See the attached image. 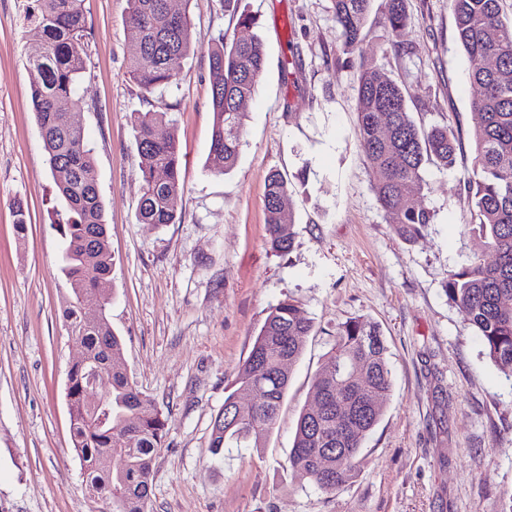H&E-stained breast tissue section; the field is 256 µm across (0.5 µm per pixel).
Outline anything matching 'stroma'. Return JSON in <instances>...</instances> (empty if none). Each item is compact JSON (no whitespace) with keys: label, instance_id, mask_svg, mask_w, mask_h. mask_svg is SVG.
I'll use <instances>...</instances> for the list:
<instances>
[{"label":"stroma","instance_id":"1","mask_svg":"<svg viewBox=\"0 0 512 512\" xmlns=\"http://www.w3.org/2000/svg\"><path fill=\"white\" fill-rule=\"evenodd\" d=\"M266 53L247 106L239 160L209 167L213 113L207 50L234 35L224 0H173L188 10L196 48L175 85L143 103L127 74V0H86L89 69L74 121L94 150L112 246L107 316L121 336L127 374L167 419L153 467L149 512H502L512 499V382L485 356L444 284L487 257L465 232L471 215L463 161L428 166L417 204L434 213L424 235L401 241L371 189L355 136L358 57L344 53L331 0H242ZM391 31L374 0L362 50L402 83L418 126L459 121L469 135L481 94L457 41L448 0H406ZM41 44L17 0H0V512H90L71 441L67 372L80 355L61 310L69 285L51 224L55 190L35 114L27 63ZM154 110L173 123L182 154L181 221L138 223L141 168L129 116ZM293 185L297 231L290 253L267 243L270 171ZM26 209L17 234L15 202ZM303 308L306 338L279 423L261 448L214 454L212 426L225 389L248 356L269 308ZM354 316L382 329L393 388L355 478L327 494L292 474L287 458L328 333Z\"/></svg>","mask_w":512,"mask_h":512}]
</instances>
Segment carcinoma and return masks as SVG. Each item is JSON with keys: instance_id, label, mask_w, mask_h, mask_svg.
<instances>
[{"instance_id": "obj_1", "label": "carcinoma", "mask_w": 512, "mask_h": 512, "mask_svg": "<svg viewBox=\"0 0 512 512\" xmlns=\"http://www.w3.org/2000/svg\"><path fill=\"white\" fill-rule=\"evenodd\" d=\"M85 0H23L25 24L41 33V52L28 58L39 81L31 105L47 154L50 174L64 210L52 225L64 239L60 271L71 299L61 315L73 340L101 371L96 400L87 395L85 366L68 372L66 399L71 439L92 512H147L155 456L166 437L167 420L150 396L129 380L123 343L112 331L104 285L112 280V249L98 191L93 150L83 130L70 122L81 109L76 85L88 70L90 28ZM502 0H448L457 39L470 61V80L481 88L473 102L479 116L472 134L471 174L465 182L474 223L467 231L484 239L494 260L474 258L448 274L445 294L480 337L485 355L512 381V24L502 17ZM371 0H332L341 44L358 53L356 136L371 172V187L395 224L396 236L411 242L423 235L433 215L411 205L425 186L423 171L432 163L448 170L457 164L459 138L448 125L418 127L401 86L372 58L359 53ZM405 0H389L388 27L406 25ZM187 12L172 13L168 0H128L127 68L144 100L176 80L183 61L195 54ZM494 57L497 66L483 65ZM213 111L210 160L213 171L236 165L242 145L246 106L264 71L265 55L257 36L243 41L219 33L208 50ZM130 123L137 151L147 164L137 219L166 226L180 221L182 155L168 130L164 112H133ZM162 172L157 180L156 172ZM266 232L271 249L289 252L295 224L285 223L292 208L288 177L278 171L267 179ZM315 324L291 300L272 306L249 355L238 366L224 398L230 412L214 419L212 447H263L275 428L291 372ZM332 342L312 382L324 404L304 408L296 422L288 468L319 490L332 494L354 478L364 442L383 410L392 387L385 337L376 323L357 316L336 325ZM118 467L97 469L106 454Z\"/></svg>"}]
</instances>
